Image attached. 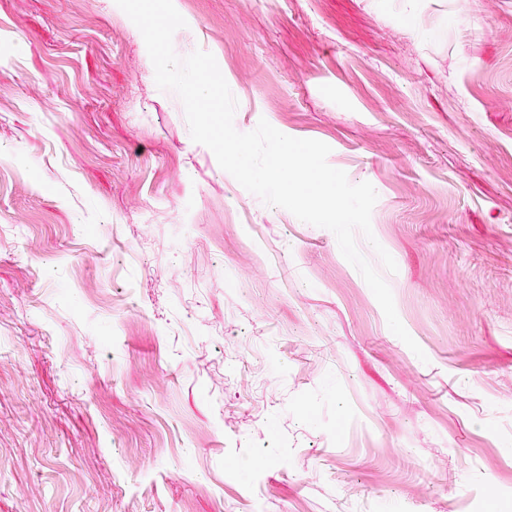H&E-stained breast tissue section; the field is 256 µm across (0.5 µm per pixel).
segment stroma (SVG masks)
<instances>
[{
  "mask_svg": "<svg viewBox=\"0 0 512 512\" xmlns=\"http://www.w3.org/2000/svg\"><path fill=\"white\" fill-rule=\"evenodd\" d=\"M174 4L238 131L373 185L424 354L115 0H0V512H512V0Z\"/></svg>",
  "mask_w": 512,
  "mask_h": 512,
  "instance_id": "1",
  "label": "stroma"
}]
</instances>
